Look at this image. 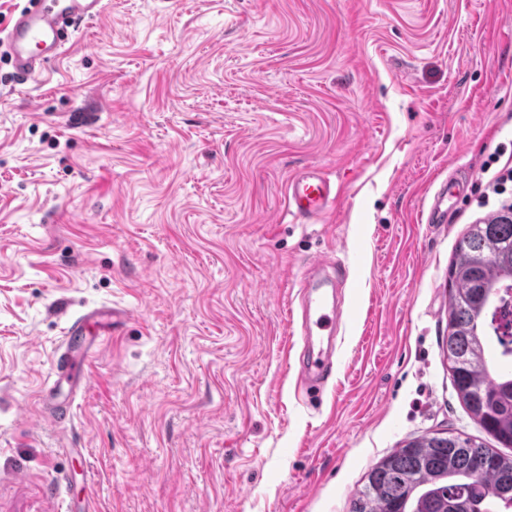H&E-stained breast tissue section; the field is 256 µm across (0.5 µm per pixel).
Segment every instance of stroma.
Here are the masks:
<instances>
[{"label": "stroma", "instance_id": "35a3bbf8", "mask_svg": "<svg viewBox=\"0 0 512 512\" xmlns=\"http://www.w3.org/2000/svg\"><path fill=\"white\" fill-rule=\"evenodd\" d=\"M11 72L0 49V512H351L400 442L480 436L448 269L500 207L479 175L512 144V0H107L41 80ZM308 166L343 198L301 224ZM329 254L348 313L311 402L287 304ZM113 308L71 394L64 334Z\"/></svg>", "mask_w": 512, "mask_h": 512}]
</instances>
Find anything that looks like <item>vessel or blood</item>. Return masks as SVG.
I'll return each mask as SVG.
<instances>
[{
	"label": "vessel or blood",
	"mask_w": 512,
	"mask_h": 512,
	"mask_svg": "<svg viewBox=\"0 0 512 512\" xmlns=\"http://www.w3.org/2000/svg\"><path fill=\"white\" fill-rule=\"evenodd\" d=\"M103 0H27L13 19L6 41L17 77L22 83L41 77L49 61L59 57L78 25L98 18ZM342 189L319 168L299 170L288 181L287 210L300 223L332 211ZM341 279L333 259L307 264L297 296L299 309L290 316L302 336L300 382L307 391L324 386L333 373L337 302Z\"/></svg>",
	"instance_id": "b4317fda"
}]
</instances>
